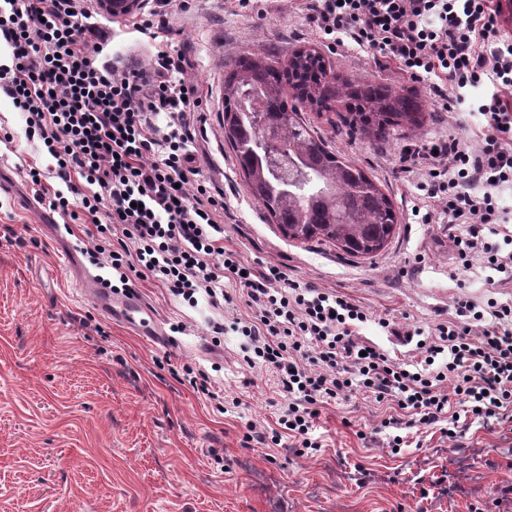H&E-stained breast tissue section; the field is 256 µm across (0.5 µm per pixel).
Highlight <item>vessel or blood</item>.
<instances>
[{
	"label": "vessel or blood",
	"instance_id": "b4317fda",
	"mask_svg": "<svg viewBox=\"0 0 512 512\" xmlns=\"http://www.w3.org/2000/svg\"><path fill=\"white\" fill-rule=\"evenodd\" d=\"M82 293L113 320L133 327L143 335L161 338L157 319L144 298L136 291H112L99 278L89 275L80 283Z\"/></svg>",
	"mask_w": 512,
	"mask_h": 512
}]
</instances>
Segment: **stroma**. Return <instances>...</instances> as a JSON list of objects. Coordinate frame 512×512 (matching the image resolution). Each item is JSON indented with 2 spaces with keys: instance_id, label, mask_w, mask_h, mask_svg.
Returning a JSON list of instances; mask_svg holds the SVG:
<instances>
[{
  "instance_id": "stroma-1",
  "label": "stroma",
  "mask_w": 512,
  "mask_h": 512,
  "mask_svg": "<svg viewBox=\"0 0 512 512\" xmlns=\"http://www.w3.org/2000/svg\"><path fill=\"white\" fill-rule=\"evenodd\" d=\"M164 11L166 36L192 66L185 80L201 89L198 111L185 121L196 131V165L213 193L224 197V235L239 260L254 269L279 267L288 278L346 295L368 320L360 333L401 360L416 359L406 333L429 334L454 318L459 302L512 297V283L488 285L480 262L460 271L450 241L462 227L444 219L422 223L419 176L403 173L404 151L445 137L470 136L479 116L471 106L487 92L468 90L449 124L427 85L357 47L328 49L313 31L301 0H258L242 9L230 0H147ZM110 34L101 60L116 69L149 67L150 39L104 22ZM313 47L341 76L416 92L424 134L387 145L336 132L333 112L304 110L307 123L336 153L362 166L398 212L395 235L375 257H352L336 246L289 240L249 196L235 156L224 142V65L247 51L279 57ZM0 512H503L512 499V422L461 416L457 436L432 427L409 431L392 454L378 425L383 406L359 396L325 409L315 456H296L243 439V420L257 431L274 427L280 396L273 374L242 361L232 323L246 316L243 297L223 309L199 300L190 307L152 279L134 286L152 307L166 345L141 336L96 309L82 294L85 274L110 277L101 266L89 217L79 212L87 183H75L70 214L58 228L28 180L29 164L54 160L28 138L12 100L0 92ZM388 319L399 335L383 331ZM223 324L221 346L211 344ZM209 371L215 389L239 398L237 414L218 412L182 380V368Z\"/></svg>"
}]
</instances>
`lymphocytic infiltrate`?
<instances>
[{"label": "lymphocytic infiltrate", "instance_id": "lymphocytic-infiltrate-1", "mask_svg": "<svg viewBox=\"0 0 512 512\" xmlns=\"http://www.w3.org/2000/svg\"><path fill=\"white\" fill-rule=\"evenodd\" d=\"M78 2L0 0V37L12 54L0 66V91L55 159L56 177L91 185L81 207L105 213L98 252L121 285L149 276L185 302L215 304L231 299L225 278L239 284L251 310L233 324L244 361L271 370L283 396L276 429H247L246 441L270 448L286 439L299 455L319 450L322 408L354 393L386 405V429L448 421L456 405L483 419L512 416V300L480 310L460 304L457 319L418 341L419 359L401 363L360 338L367 315L353 299L275 266L245 268L224 245V202L198 180L194 136L177 119L200 105L197 86L180 78L186 57L160 40L163 21L142 16L130 26L154 39L156 69L100 66L106 35ZM304 2L321 38L396 63L410 80L433 85L446 112H457L462 89L493 85L477 108L475 140L451 133L426 148L420 189L449 223L465 225L452 238L462 268L476 258L512 280V220L500 203L501 188L512 185V37L493 0ZM116 228L131 247L112 249Z\"/></svg>", "mask_w": 512, "mask_h": 512}]
</instances>
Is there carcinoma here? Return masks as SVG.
<instances>
[{
	"label": "carcinoma",
	"instance_id": "cac0c4a2",
	"mask_svg": "<svg viewBox=\"0 0 512 512\" xmlns=\"http://www.w3.org/2000/svg\"><path fill=\"white\" fill-rule=\"evenodd\" d=\"M262 112L245 111L249 98ZM344 108L341 127L354 138L389 142L402 132L423 134L416 94L372 81L341 79L313 47L281 59L250 52L224 76V140L232 149L250 198L292 241H323L348 255L372 256L395 235L397 215L387 194L357 163L329 148L302 118ZM285 153L303 179L286 186L270 156Z\"/></svg>",
	"mask_w": 512,
	"mask_h": 512
}]
</instances>
